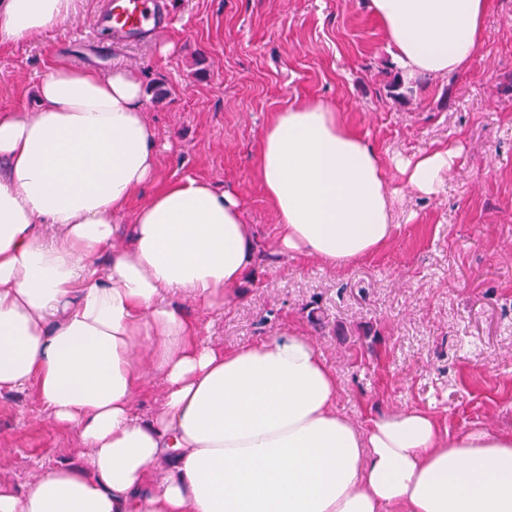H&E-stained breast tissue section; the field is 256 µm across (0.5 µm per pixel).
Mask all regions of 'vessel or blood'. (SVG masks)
Wrapping results in <instances>:
<instances>
[{
	"mask_svg": "<svg viewBox=\"0 0 512 512\" xmlns=\"http://www.w3.org/2000/svg\"><path fill=\"white\" fill-rule=\"evenodd\" d=\"M93 29L108 30L116 42H126L164 32L166 0H109L92 22Z\"/></svg>",
	"mask_w": 512,
	"mask_h": 512,
	"instance_id": "b4317fda",
	"label": "vessel or blood"
}]
</instances>
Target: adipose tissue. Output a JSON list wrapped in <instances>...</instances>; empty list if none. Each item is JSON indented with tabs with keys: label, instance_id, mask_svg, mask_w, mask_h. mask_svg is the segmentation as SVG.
Returning a JSON list of instances; mask_svg holds the SVG:
<instances>
[{
	"label": "adipose tissue",
	"instance_id": "obj_1",
	"mask_svg": "<svg viewBox=\"0 0 512 512\" xmlns=\"http://www.w3.org/2000/svg\"><path fill=\"white\" fill-rule=\"evenodd\" d=\"M80 2L0 0V44L48 36ZM368 8L407 76L438 79L470 64L489 0ZM36 97L34 113H0V391L31 388L88 461L21 489L0 478V512H512V429L449 436L418 409L358 424L305 336L221 350L173 304L220 313L257 246L237 195L202 180L129 211L159 155L138 70L58 64ZM458 156L436 146L397 166L433 195ZM255 173L284 254L342 270L392 237L384 162L329 103L274 113ZM148 370L163 394L144 418Z\"/></svg>",
	"mask_w": 512,
	"mask_h": 512
}]
</instances>
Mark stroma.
Returning <instances> with one entry per match:
<instances>
[{"label":"stroma","instance_id":"35a3bbf8","mask_svg":"<svg viewBox=\"0 0 512 512\" xmlns=\"http://www.w3.org/2000/svg\"><path fill=\"white\" fill-rule=\"evenodd\" d=\"M81 0L47 38L0 45V111L35 112L57 59L139 70L162 149L158 184L210 182L240 198L258 259L202 317L232 348L289 328L335 370L338 411L358 423L409 409L457 435L512 429V0H490L482 44L464 72L401 76L366 0H167L165 33L102 49ZM296 100L333 105L381 154L396 227L380 251L333 271L278 251V218L255 175L262 134ZM462 152L443 190H411L396 168L438 143ZM72 432L50 425L32 390L0 392V476L23 487L76 459Z\"/></svg>","mask_w":512,"mask_h":512}]
</instances>
